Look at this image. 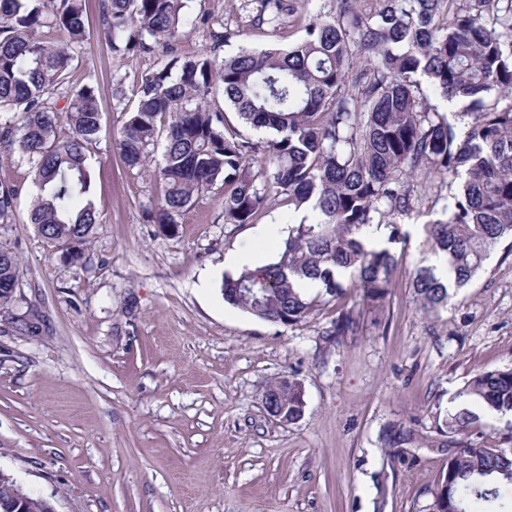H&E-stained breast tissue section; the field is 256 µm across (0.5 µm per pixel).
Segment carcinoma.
<instances>
[{
    "label": "carcinoma",
    "instance_id": "carcinoma-1",
    "mask_svg": "<svg viewBox=\"0 0 512 512\" xmlns=\"http://www.w3.org/2000/svg\"><path fill=\"white\" fill-rule=\"evenodd\" d=\"M187 2L99 5L114 53L159 48L169 56L141 74L116 142L130 169H144L161 153L150 170L158 194L147 221L175 233L177 217L217 185L224 187L226 224L253 223L277 198L305 213L288 225L270 263L224 276L226 303L293 325L353 288L359 305L379 310L398 261L367 233L384 225L390 242L401 239L417 189L433 177L448 179L439 218L427 225L447 275L429 265L416 270L420 309L447 307L450 286L468 285L490 249L512 239V0H331L308 20L303 12L312 0H243L246 26L281 34L295 21L301 37L286 48L242 49L222 60L228 30L210 31L207 52L179 54L188 33L210 24L188 12ZM85 35V0H0V157L28 165L36 190L28 221L73 262L99 223L89 152L102 112L93 87H67ZM432 95L462 103L460 122L434 108ZM227 108L266 137L230 129ZM17 193L0 182V224L13 220ZM17 269L15 253L0 245L1 314L15 301L9 289ZM356 329L349 309L325 335ZM456 398L430 445L447 467L429 512H512L499 493L512 484V448L471 439L477 409L512 413V365L473 375ZM274 407L290 424L303 417L297 378L288 377ZM416 443L403 423L384 438L387 448Z\"/></svg>",
    "mask_w": 512,
    "mask_h": 512
}]
</instances>
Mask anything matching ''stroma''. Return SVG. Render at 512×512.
<instances>
[{
	"mask_svg": "<svg viewBox=\"0 0 512 512\" xmlns=\"http://www.w3.org/2000/svg\"><path fill=\"white\" fill-rule=\"evenodd\" d=\"M188 6L233 31L229 53L300 37L294 26L278 38L243 26L234 0ZM86 11L69 85L94 87L103 126L89 167L100 222L81 262L28 224V168L0 159V180L19 188L13 223L0 225L19 267L11 314L0 316V468L56 512H427L445 457L421 445L393 462L382 438L400 422L434 436L466 380L512 364V247L491 249L447 308L420 311L412 280L432 256L426 227L447 193L438 179L391 246L399 266L382 310L349 294L286 326L228 305L225 256L271 262L293 215L277 201L254 223H225L218 186L175 233L147 223L156 186L119 157L115 89L133 93L162 60L111 53L98 0ZM348 308L358 330L329 336ZM286 375L305 390L293 424L262 405Z\"/></svg>",
	"mask_w": 512,
	"mask_h": 512,
	"instance_id": "obj_1",
	"label": "stroma"
}]
</instances>
